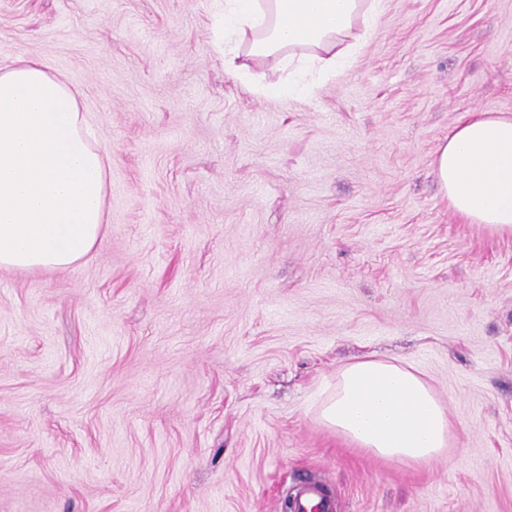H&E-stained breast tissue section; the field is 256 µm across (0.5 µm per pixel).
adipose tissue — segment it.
Masks as SVG:
<instances>
[{
    "instance_id": "ef3b65f1",
    "label": "adipose tissue",
    "mask_w": 512,
    "mask_h": 512,
    "mask_svg": "<svg viewBox=\"0 0 512 512\" xmlns=\"http://www.w3.org/2000/svg\"><path fill=\"white\" fill-rule=\"evenodd\" d=\"M374 0H224V69L277 59L288 81L252 78L262 96L313 92L305 73L335 75L358 52ZM434 169L449 207L469 224L512 234V116L461 123ZM105 156L77 94L32 57L0 68V268L64 271L92 253L106 222ZM319 418L357 448L427 465L447 448L452 421L412 368L368 358L340 369Z\"/></svg>"
}]
</instances>
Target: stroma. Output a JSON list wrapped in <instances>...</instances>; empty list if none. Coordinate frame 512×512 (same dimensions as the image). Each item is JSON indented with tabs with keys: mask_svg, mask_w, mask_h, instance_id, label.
Segmentation results:
<instances>
[{
	"mask_svg": "<svg viewBox=\"0 0 512 512\" xmlns=\"http://www.w3.org/2000/svg\"><path fill=\"white\" fill-rule=\"evenodd\" d=\"M309 97L224 71L220 0H0L78 92L108 224L65 271L0 269V512H512V235L464 223L433 169L512 116V0H381ZM416 368L454 430L409 466L317 407L337 371ZM292 510V512H328L329 503L323 495L322 487L315 483L305 484L295 499Z\"/></svg>",
	"mask_w": 512,
	"mask_h": 512,
	"instance_id": "35a3bbf8",
	"label": "stroma"
}]
</instances>
